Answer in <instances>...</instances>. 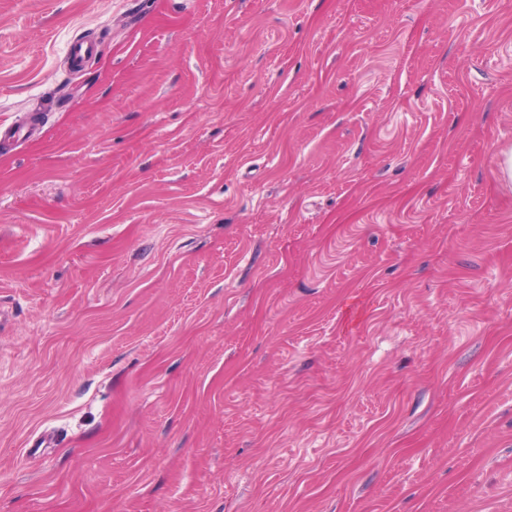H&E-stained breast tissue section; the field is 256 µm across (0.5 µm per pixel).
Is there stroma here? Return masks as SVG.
Instances as JSON below:
<instances>
[{"instance_id": "obj_1", "label": "stroma", "mask_w": 512, "mask_h": 512, "mask_svg": "<svg viewBox=\"0 0 512 512\" xmlns=\"http://www.w3.org/2000/svg\"><path fill=\"white\" fill-rule=\"evenodd\" d=\"M0 124V512H512V0H0Z\"/></svg>"}]
</instances>
